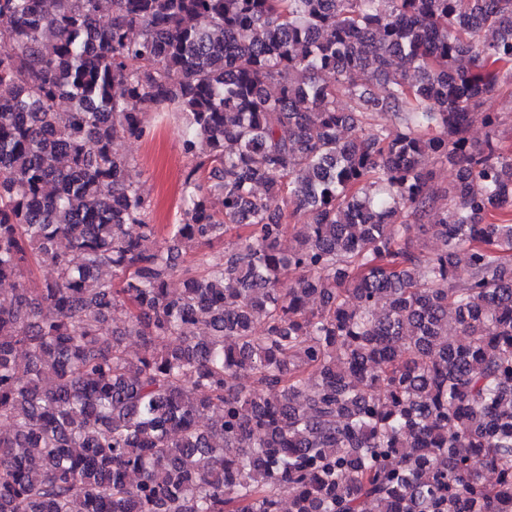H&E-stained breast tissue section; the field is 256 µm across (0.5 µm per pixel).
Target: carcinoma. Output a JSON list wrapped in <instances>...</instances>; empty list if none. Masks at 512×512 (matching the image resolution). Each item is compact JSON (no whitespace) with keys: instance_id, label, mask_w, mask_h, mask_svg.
<instances>
[{"instance_id":"carcinoma-1","label":"carcinoma","mask_w":512,"mask_h":512,"mask_svg":"<svg viewBox=\"0 0 512 512\" xmlns=\"http://www.w3.org/2000/svg\"><path fill=\"white\" fill-rule=\"evenodd\" d=\"M0 86V512H512V0H0ZM152 132L142 140H118L117 154L130 160V174L140 182L144 195L151 201L157 224H172L178 191L183 179L185 158L181 152V130L172 120L153 121ZM176 181V192L170 190ZM164 220L159 223V217Z\"/></svg>"}]
</instances>
